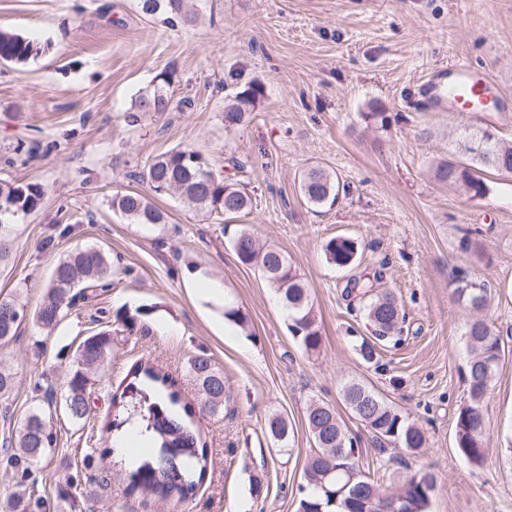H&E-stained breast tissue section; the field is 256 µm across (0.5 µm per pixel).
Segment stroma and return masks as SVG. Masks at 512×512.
Masks as SVG:
<instances>
[{
  "label": "stroma",
  "instance_id": "1",
  "mask_svg": "<svg viewBox=\"0 0 512 512\" xmlns=\"http://www.w3.org/2000/svg\"><path fill=\"white\" fill-rule=\"evenodd\" d=\"M196 9L197 22L170 25L144 16L137 0H0V26L43 47L27 64L0 63V180L46 191L41 209L12 227L0 262V299L20 300L28 313L18 336L0 345L15 373L14 393L0 405V442L35 409H51L55 436L25 474L0 454V504L22 489L46 512H298L314 399L333 405L360 438L381 489L429 470L437 491L428 512H512V175L485 172L487 193L476 198L436 175L468 166L453 143L461 127L512 140V0H198ZM457 59L499 85L505 111L422 105L425 77ZM165 69L174 99H191V108L131 119L137 91ZM254 83L263 93L253 111L225 126L228 99ZM187 146L245 190L246 213L225 222L175 195L156 201L163 224L113 210V194L147 193L135 174L150 159ZM313 166L340 182L334 206L303 197ZM242 227L279 247L303 277L318 351L291 335L274 289L238 262L230 233ZM467 227L476 234L465 247ZM340 235L362 246L346 271L323 252ZM89 246L110 254L111 287L88 289L53 331L42 330L32 315L54 265ZM187 269L221 289L223 302L191 296ZM461 276L489 288L485 318L505 351L483 406L487 461L476 470L456 446L471 320L454 297ZM353 278L394 291L405 307L400 342L377 346L370 362L359 345L372 329L346 296ZM230 307L248 325L225 336ZM119 310L131 327L116 323ZM103 331L112 353L76 424L64 412L67 377L79 343ZM201 352L223 369L232 398L228 413L195 418L209 450L206 482L183 506L129 493L127 461L146 451L125 449L117 463L97 443L117 412L114 391L147 357L199 403L188 360ZM353 382L423 429L420 455L379 447L341 400ZM273 414L288 421L282 451L265 433Z\"/></svg>",
  "mask_w": 512,
  "mask_h": 512
}]
</instances>
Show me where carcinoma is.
Masks as SVG:
<instances>
[{
    "mask_svg": "<svg viewBox=\"0 0 512 512\" xmlns=\"http://www.w3.org/2000/svg\"><path fill=\"white\" fill-rule=\"evenodd\" d=\"M188 2L139 0V8L149 17L166 15L167 23L172 25L189 17ZM41 52L42 47L34 41L10 29L0 28V62L26 64ZM169 87L168 73L158 74L152 87L137 92L132 108L136 112L172 111L174 105ZM260 94L261 88L254 85L235 94V102L225 109V125L230 127L241 122ZM479 132L478 127H465L456 138L458 150L471 155L479 170L488 168L512 175V141L493 135L471 145L472 136ZM437 175L450 183H463L474 197L486 194L482 179L468 169L459 171L446 165ZM138 177L155 196L177 194L210 215L238 214L250 205L249 196L237 184L224 181L210 161L191 148H175L155 156L145 164ZM301 190L310 205L331 206L339 196L340 185L324 169L312 167L302 179ZM44 196L45 189L38 182L0 181V261L7 257L10 245L3 230L18 218L36 211ZM112 207L136 224L166 223L165 213L137 192L113 197ZM232 247L238 261L257 270L278 293L288 311L293 337L305 350L317 349L321 335L312 314L309 291L288 256L274 245L259 244L244 228L235 233ZM323 250L327 262L340 269L355 266L360 255L358 242L348 236L330 238ZM111 267L109 255L96 247L77 249L59 260L47 295L33 314L34 320L43 328L59 324L78 296L77 289L109 287ZM347 292L364 299L363 309L375 340L383 341L401 332L405 312L402 300L396 294L391 291L376 293L356 279L349 283ZM454 293L459 302L474 312H481L488 305L487 288L463 277L458 279ZM25 317L24 306L18 301L0 300L1 343L17 334ZM466 336L469 403L461 409L457 419L456 444L468 463L480 468L486 461L483 403L504 350L498 330L482 318L470 322ZM111 347L112 340L106 332L89 336L78 346L75 369L67 381L65 396L66 413L72 422L85 419L89 374L104 363ZM188 371L205 410L212 415L223 413L230 401L223 370L209 357L198 355L189 360ZM127 378L129 382L112 398L113 403L122 407L125 416L103 425L105 442L115 447L131 430L149 440L155 454L137 466L129 490L149 489L182 505L193 499L207 474V448L190 425L193 407L181 401L178 381L148 360L133 364ZM342 399L379 444L399 446L409 455L426 447V435L419 426L387 406L363 385L351 383L345 386ZM306 424L315 450L307 457L304 466L305 485L302 486L299 512H427L437 489L433 472L415 473L392 494L384 496L371 478L370 467L365 465L359 437L347 432L335 407L311 401L306 408ZM266 433L273 443L285 444L288 421L277 414L269 417ZM52 443L51 415L37 410L23 420L3 452L11 465L22 467L21 477L24 478L29 465L44 457Z\"/></svg>",
    "mask_w": 512,
    "mask_h": 512,
    "instance_id": "obj_1",
    "label": "carcinoma"
}]
</instances>
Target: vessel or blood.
I'll return each mask as SVG.
<instances>
[{
    "label": "vessel or blood",
    "instance_id": "1",
    "mask_svg": "<svg viewBox=\"0 0 512 512\" xmlns=\"http://www.w3.org/2000/svg\"><path fill=\"white\" fill-rule=\"evenodd\" d=\"M492 81L475 79L471 65L456 60L437 72L421 86L429 106H449L454 111L468 114L488 109Z\"/></svg>",
    "mask_w": 512,
    "mask_h": 512
}]
</instances>
